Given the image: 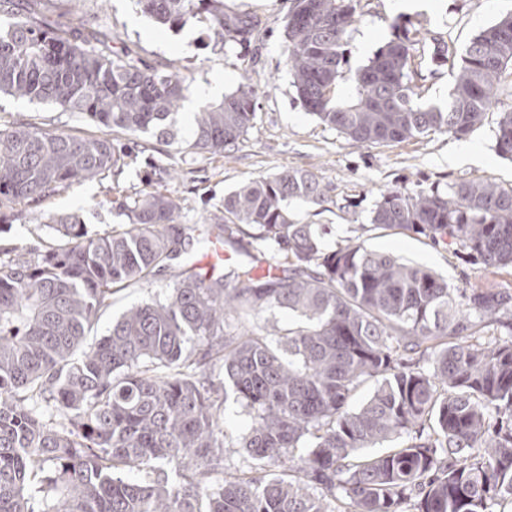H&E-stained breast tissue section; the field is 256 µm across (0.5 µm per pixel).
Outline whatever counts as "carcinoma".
Masks as SVG:
<instances>
[{
    "instance_id": "carcinoma-1",
    "label": "carcinoma",
    "mask_w": 512,
    "mask_h": 512,
    "mask_svg": "<svg viewBox=\"0 0 512 512\" xmlns=\"http://www.w3.org/2000/svg\"><path fill=\"white\" fill-rule=\"evenodd\" d=\"M136 3L170 29L204 22L222 45L250 32L224 0ZM0 7V94L80 112L100 129H0L1 221L22 202L120 173L114 131L222 154L255 118L258 93L245 81L196 112L182 139L191 79L112 51L100 26H59L54 0ZM355 11L356 0H290L285 66L308 112L359 146L461 139L483 124L512 77V14L466 47L442 109L418 102L407 36L338 96ZM495 148L512 159V111L499 113ZM331 202L292 168L224 196L212 224L182 223L179 202L158 188L120 203L129 224L103 234L47 215L55 243L0 261V512H512V292L452 288L362 241L327 252L326 225L296 222L291 205ZM371 224L448 244L489 274L512 270V186L391 189ZM248 235L247 259L222 274L184 263L164 299L85 345L117 291L151 284L203 242L234 249ZM275 308L299 322L233 324ZM230 391L251 419L241 436L223 427ZM402 436L399 448L366 452ZM229 448L244 449L248 470L225 475ZM133 468L153 476L126 478Z\"/></svg>"
}]
</instances>
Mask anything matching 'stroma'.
Listing matches in <instances>:
<instances>
[{"label": "stroma", "instance_id": "obj_1", "mask_svg": "<svg viewBox=\"0 0 512 512\" xmlns=\"http://www.w3.org/2000/svg\"><path fill=\"white\" fill-rule=\"evenodd\" d=\"M395 0H358L354 21L346 38V67L354 71L367 64L382 46L401 34L404 25L417 29L412 67L420 101L446 106L453 73L470 41L501 16L512 13V0H421L419 8L402 12ZM289 0H224L228 13L253 18L256 28L248 41L215 44L204 23L192 20L182 29L155 24L138 9L135 0H78L57 10L62 26L94 23L111 28L113 50L132 48L151 68L194 77L192 98L210 101V88L223 83L225 92L250 80L257 88L258 108L252 127L234 150L226 154L180 153L174 146L145 134L113 136L128 155L123 172L105 182H84L28 205L16 206L0 233V244L24 254L51 243L54 232L43 223L48 213L78 215L91 232L121 227L128 218L120 203L156 187L160 169L175 170L166 188L181 205L186 224L211 222L224 214V197L240 184L271 176L285 168L313 173L326 187L331 210L295 204L297 222L326 224L327 248L360 239L371 249L430 268L458 288L484 282L477 266L466 264L452 247L432 244L421 235L373 228L371 212L383 191L398 187H424L446 191L462 180L491 179L512 185V160L495 150L494 128L498 115L512 110V92L498 93L483 126L464 139L444 133L402 143L359 147L336 130L321 124L302 106L284 64V18ZM448 45L447 64H432L438 46ZM30 122L47 131L84 136L96 126L79 113L64 112L48 103L0 96V128ZM471 158H457L460 144ZM173 278L156 276L148 286H131L114 295L112 306L99 318L90 334L98 340L123 313L144 302L164 297Z\"/></svg>", "mask_w": 512, "mask_h": 512}]
</instances>
